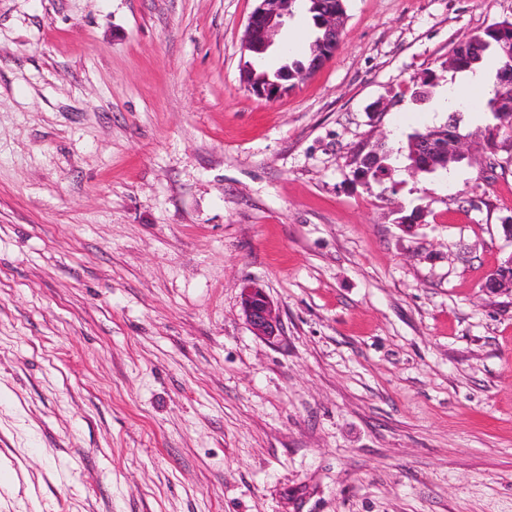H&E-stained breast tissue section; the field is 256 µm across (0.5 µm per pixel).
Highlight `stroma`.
<instances>
[{
    "instance_id": "stroma-1",
    "label": "stroma",
    "mask_w": 512,
    "mask_h": 512,
    "mask_svg": "<svg viewBox=\"0 0 512 512\" xmlns=\"http://www.w3.org/2000/svg\"><path fill=\"white\" fill-rule=\"evenodd\" d=\"M255 6L0 0V512H512V152L403 157L512 0H346L276 101ZM306 1L316 2L317 10L315 13L318 14L316 18L317 28L324 35V38L321 40L320 48L311 55L307 63V70L313 74L322 69L335 54L339 43V39H336V35L340 36L342 33L346 24L347 15L345 13L346 9H344V0ZM336 1H339L338 5H336ZM313 24L316 30V35L312 43L315 42L319 36H321V32L319 31L318 33L314 21ZM254 66L251 62H247L242 70H241V82L244 85L245 89L256 95L257 97L267 99L270 101H275L283 97L288 92L289 89L293 88L296 83L304 80L308 76H302L299 79L293 78L291 74V69H295L296 66L303 63L304 61H295L292 64L288 63V85H285L280 82H267L261 83L260 81H256V70L258 72H264L269 74L271 79H278L276 75H280L283 66L276 68L275 70H271L267 56H263L260 58H256L254 61ZM256 68V69H255ZM365 150L359 156L354 155L353 163L357 165L356 172L360 171L366 178L367 185L372 183H381L382 180L377 178L379 170H386L387 166L391 167V153L388 148L378 144L371 146L364 145ZM484 288L490 292H512V255L491 275ZM241 305L252 331L264 338L277 336L280 320L273 301L257 283L247 284L242 291Z\"/></svg>"
}]
</instances>
